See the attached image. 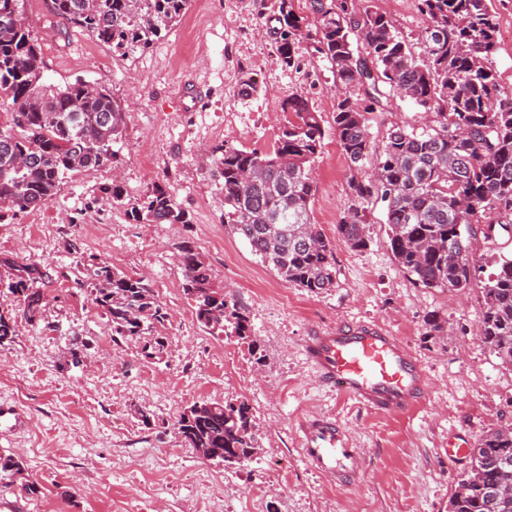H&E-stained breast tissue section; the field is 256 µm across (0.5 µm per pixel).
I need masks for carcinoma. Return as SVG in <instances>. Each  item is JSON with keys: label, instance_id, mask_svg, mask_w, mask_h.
<instances>
[{"label": "carcinoma", "instance_id": "cac0c4a2", "mask_svg": "<svg viewBox=\"0 0 512 512\" xmlns=\"http://www.w3.org/2000/svg\"><path fill=\"white\" fill-rule=\"evenodd\" d=\"M190 0H47L50 12L91 34L122 56L160 39L188 9ZM313 26L280 0L277 50L297 69L298 46L331 65L336 78L332 129L353 172V205L337 225L351 248H367L368 215L385 212L387 246L398 265L425 288L466 291L475 266L473 224L512 232V94L501 91L488 66L498 29L490 0H416L423 17L416 52L394 22L370 0H309ZM24 0H0V221L35 209L58 194L71 172L115 166L113 149L123 137L124 111L104 86L77 79L43 83L44 63L23 10ZM393 96L435 114L422 131L395 128L377 157L374 174L359 178L373 152L368 115ZM272 151L226 144L211 153L212 176L224 196V223L262 263L286 282L317 293L334 285L331 243L311 222L312 173L322 148V116L294 95ZM101 200L123 203L117 183L100 187ZM129 215L142 224H188L159 183L147 188ZM184 291L195 302L196 321L218 334L250 341L247 316L213 287L211 271L189 241L180 246ZM8 288L24 302L30 322L40 318L45 274L3 260ZM93 303L107 317L112 342L134 339L167 320L144 279L105 262H91ZM480 337L504 364L512 365V258L501 259L482 288ZM183 442L219 458L253 457L260 451L253 413L245 401L194 404L177 422ZM512 430H490L472 449L471 465L448 501V512H512ZM499 489L505 499L486 494Z\"/></svg>", "mask_w": 512, "mask_h": 512}]
</instances>
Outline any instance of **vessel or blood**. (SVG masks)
<instances>
[{"label":"vessel or blood","mask_w":512,"mask_h":512,"mask_svg":"<svg viewBox=\"0 0 512 512\" xmlns=\"http://www.w3.org/2000/svg\"><path fill=\"white\" fill-rule=\"evenodd\" d=\"M302 354L323 387L379 413L409 414L428 393V376L416 354L373 321H345L312 330L303 340ZM300 430L308 468L342 485L360 477L366 451L352 447L346 429L334 417H310Z\"/></svg>","instance_id":"1"}]
</instances>
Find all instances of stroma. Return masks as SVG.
<instances>
[{
    "label": "stroma",
    "instance_id": "stroma-1",
    "mask_svg": "<svg viewBox=\"0 0 512 512\" xmlns=\"http://www.w3.org/2000/svg\"><path fill=\"white\" fill-rule=\"evenodd\" d=\"M279 0H192L169 33L144 52L123 57L87 32L52 15L46 0H24L42 48L43 80H83L107 87L126 112L116 169L69 176L39 213L0 222V258L47 272L39 320L23 316L19 295L0 286V314L16 322L0 346V409H18L26 429L0 437V454L23 472L0 473V512H448V500L470 466L452 459L449 443L475 446L480 435L512 427V367L476 334L481 288L499 257L512 256L506 234L488 238L474 225L477 269L466 292L425 288L395 261L388 226L374 209L369 245L352 249L337 226L351 204V171L331 131L336 80L330 65L299 49V70L286 67L271 18ZM409 43L423 26L415 0H372ZM498 22L490 65L512 89V0H492ZM255 78L257 91L243 97ZM307 98L328 132L314 164L311 219L333 245L336 282L319 294L284 281L223 223L224 199L201 158L220 143L271 151L287 119L284 101ZM433 114L393 98L371 114L369 132L383 146L395 127L421 129ZM224 125V136L212 129ZM155 160L140 161L144 149ZM120 180L125 202L107 207L102 184ZM165 185L190 221L139 224L127 214L151 182ZM192 242L215 287L248 316L255 349L216 336L195 319L183 290L180 245ZM91 257L145 279L169 320L163 352L146 356L143 341L112 342L76 256ZM437 315L445 330L430 332ZM374 321L413 350L430 378L416 412L374 413L325 389L300 354L314 328ZM246 401L261 452L241 466L201 459L176 433L180 415L203 401ZM316 414L335 416L354 447L367 451L358 480L334 485L301 458L299 426ZM38 488L27 494L25 484Z\"/></svg>",
    "mask_w": 512,
    "mask_h": 512
}]
</instances>
